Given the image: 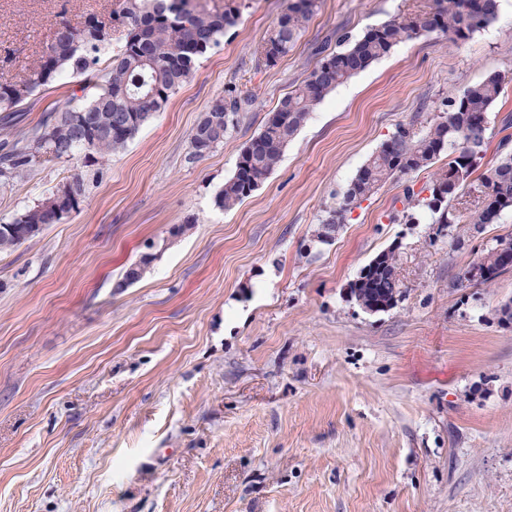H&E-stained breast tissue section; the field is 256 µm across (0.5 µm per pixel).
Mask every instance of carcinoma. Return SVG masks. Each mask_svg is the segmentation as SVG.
<instances>
[{"mask_svg":"<svg viewBox=\"0 0 512 512\" xmlns=\"http://www.w3.org/2000/svg\"><path fill=\"white\" fill-rule=\"evenodd\" d=\"M242 3L238 0H120L108 19H89L81 28L59 23L55 39L32 68L15 84L0 85V119L5 135L16 124L17 108L42 87L66 71L88 74L115 32L124 44L107 70L92 82L94 93L81 106L65 105L46 114L41 125L0 143V184L23 178L44 159L75 161V169L47 197L0 224V252L11 250L37 236L47 224L62 216L47 203L62 193L78 210L90 184L102 167L125 150L140 129L165 111L172 95L193 75L197 61L217 45L224 31L236 24ZM317 8V0H287L275 27L260 45L269 65L286 56ZM499 0H428L423 9L398 14L369 28L347 46L320 60L309 76L285 95L263 129L245 144L236 170L216 196L218 207L228 210L250 196L273 172L289 142L307 123L310 114L340 85L388 55L401 42L417 35L443 32L448 39L467 41L498 17ZM503 91V78L486 75L458 95L448 97L445 110L432 116L415 113L399 123L389 138L362 165L343 194L342 203L320 219L316 242L328 244L345 214L373 195L388 180L428 168L443 154L448 164L433 176L428 195L408 187L403 210L391 220L418 224L427 216L431 223L448 227L459 223L451 201L474 173L488 143L490 113ZM249 104L246 97L218 99L203 113L190 134L189 159L207 156L234 127L237 116ZM475 200L467 208L465 223L480 227L495 224L512 211V152L473 187ZM486 268L482 282L491 283L512 272L499 263L498 247L481 257ZM151 263L145 255L126 268L116 281L121 292L140 281ZM378 279L381 288L370 293L358 287L361 280ZM396 249L388 248L365 264L347 286L363 292L375 312L391 309L401 296Z\"/></svg>","mask_w":512,"mask_h":512,"instance_id":"cac0c4a2","label":"carcinoma"}]
</instances>
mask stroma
<instances>
[{
  "instance_id": "obj_1",
  "label": "stroma",
  "mask_w": 512,
  "mask_h": 512,
  "mask_svg": "<svg viewBox=\"0 0 512 512\" xmlns=\"http://www.w3.org/2000/svg\"><path fill=\"white\" fill-rule=\"evenodd\" d=\"M420 0H319L275 64L255 49L285 0H245L194 76L106 163L76 212L0 252V512H512V272H465L512 239L499 223L401 224L387 181L315 242L360 166L416 112L499 72L477 168L512 136V0L465 43L415 36L339 86L268 179L222 210L215 196L270 112L342 38ZM112 0H0V84L28 76L60 21ZM55 78L19 130L83 95ZM252 103L223 144L189 161L213 101ZM57 160L0 185V222L70 173ZM192 222L186 233L174 226ZM396 246L402 296L368 313L348 283ZM144 277L114 282L144 255ZM504 241H500L495 247L490 248L487 250L478 261H482L485 268H486V275H485V269L482 267L480 263L474 264L468 274L467 277L473 280H480L478 282L481 283H491L495 281L498 277L501 275L512 272V267L506 268L502 266L499 263L498 259V247L503 243ZM485 275V276H484ZM466 277L465 273V279L469 280Z\"/></svg>"
}]
</instances>
